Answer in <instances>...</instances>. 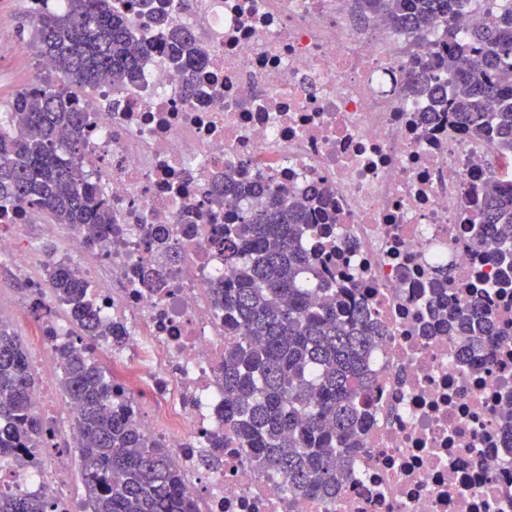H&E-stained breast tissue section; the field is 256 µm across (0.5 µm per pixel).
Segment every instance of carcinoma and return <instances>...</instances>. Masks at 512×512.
I'll return each instance as SVG.
<instances>
[{
  "label": "carcinoma",
  "mask_w": 512,
  "mask_h": 512,
  "mask_svg": "<svg viewBox=\"0 0 512 512\" xmlns=\"http://www.w3.org/2000/svg\"><path fill=\"white\" fill-rule=\"evenodd\" d=\"M461 0H359L398 30L419 38L438 17L448 18ZM41 55L59 76L9 103L14 124L0 131V207H27L89 237L112 224L100 188L80 166L81 131L89 112L75 95L106 79L124 87L138 81L155 49L154 31L176 72L188 76L203 65L192 34L172 25L161 0H138L134 13L114 0H65L39 19L22 11ZM438 78L415 74L417 90L433 111L449 112L467 134L489 139L500 154H512V9L474 27L465 40L447 26ZM262 202L224 225L213 240L235 280L213 287L224 309V427L250 450L253 466L288 475L292 489L336 498L347 476L346 459L357 448L370 381L368 356L374 331L367 309L343 291L307 284L314 258L301 240L310 199L279 189L257 191ZM474 238L504 268H512V189L485 188ZM45 288L64 304L78 336L112 332L97 315L89 284L65 263L45 268ZM448 335L463 351L483 353L489 337L503 333L493 318L470 304L452 308ZM62 368L64 398L75 408L83 483L90 512H195L180 471L158 442H147L133 421L112 411V382L95 363L66 347L54 348ZM36 384L28 355L11 326L0 319V462L45 441L43 423L31 411ZM0 512H47V503L0 494Z\"/></svg>",
  "instance_id": "1"
}]
</instances>
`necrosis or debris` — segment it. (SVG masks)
<instances>
[{"instance_id": "4bbe7bcc", "label": "necrosis or debris", "mask_w": 512, "mask_h": 512, "mask_svg": "<svg viewBox=\"0 0 512 512\" xmlns=\"http://www.w3.org/2000/svg\"><path fill=\"white\" fill-rule=\"evenodd\" d=\"M206 65L184 81L157 51L137 84L100 82L77 97L91 114L84 170L112 210L107 237L64 240L99 316L119 337L80 340L40 286L23 229L38 215L0 211V257L24 286L18 318L37 349L64 342L111 364L112 405L163 444L197 512H512V289L474 246L488 171L512 185V155L466 137L427 96L408 92L420 67L437 69L447 28L464 37L479 7L436 24L420 46L357 0H169ZM316 195L305 248L323 281L346 288L380 331L369 423L335 500L292 490L286 474L257 471L223 433L224 314L214 285L234 269L212 245L248 201L203 199L226 174ZM449 302H476L506 333L488 353L464 355L438 330L433 286ZM46 443L0 466V492L80 512L66 480L71 404L34 387Z\"/></svg>"}]
</instances>
